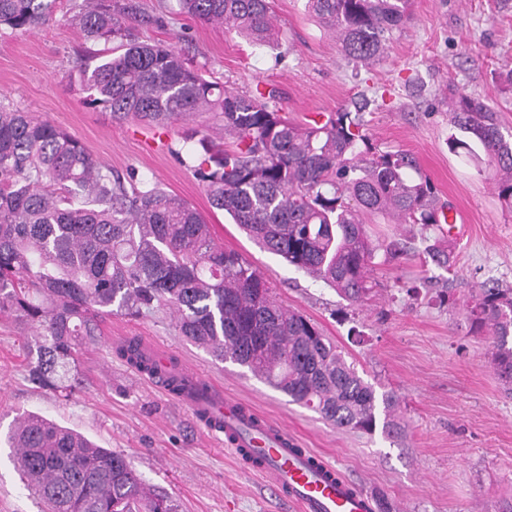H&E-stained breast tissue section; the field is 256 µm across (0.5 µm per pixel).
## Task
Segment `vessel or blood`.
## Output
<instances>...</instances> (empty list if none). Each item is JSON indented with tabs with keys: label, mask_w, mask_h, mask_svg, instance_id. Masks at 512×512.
I'll use <instances>...</instances> for the list:
<instances>
[{
	"label": "vessel or blood",
	"mask_w": 512,
	"mask_h": 512,
	"mask_svg": "<svg viewBox=\"0 0 512 512\" xmlns=\"http://www.w3.org/2000/svg\"><path fill=\"white\" fill-rule=\"evenodd\" d=\"M153 380L165 395L188 406L205 430L223 436L237 457H250V469L269 477L274 493L300 512H372L371 497L334 466L188 366L178 365Z\"/></svg>",
	"instance_id": "1"
}]
</instances>
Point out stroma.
<instances>
[{"label":"stroma","mask_w":512,"mask_h":512,"mask_svg":"<svg viewBox=\"0 0 512 512\" xmlns=\"http://www.w3.org/2000/svg\"><path fill=\"white\" fill-rule=\"evenodd\" d=\"M81 0H59L58 19L31 33L0 36V96L64 129L120 176L162 184L195 208L214 239L242 253L284 306L315 321L377 392L399 398L401 433L339 429L290 402L247 368L218 361L180 336L170 311L104 318L96 343L78 347L79 385L69 398L27 378L35 338L0 315V512H42L13 462L5 435L25 413L48 417L105 448L122 451L143 481L179 512H298L266 478L203 430L187 407L141 378L115 354L127 336H148L224 387L243 405L288 427L302 447L335 466L392 512H494L512 501V394L489 359L487 337L470 334L465 311L489 283L512 288V209L488 172L448 147V105L458 94L494 106L512 134V0H412L379 64L355 69L306 0H272L277 38L250 44L236 32L180 14L175 0H138L152 15L135 33L168 42L205 65L212 80L248 93L272 85L281 115L303 124L368 98L366 133L379 150L413 156L458 213L453 271L428 258L438 229L379 219L371 234L401 242L405 253L379 262L371 293L349 303L325 283L260 249L211 207L190 164L188 125L160 128L116 120L69 84L70 61L90 48L63 21Z\"/></svg>","instance_id":"obj_1"}]
</instances>
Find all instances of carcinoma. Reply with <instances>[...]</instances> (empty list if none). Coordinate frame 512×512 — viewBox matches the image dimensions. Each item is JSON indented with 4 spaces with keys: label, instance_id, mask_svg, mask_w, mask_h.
Wrapping results in <instances>:
<instances>
[{
    "label": "carcinoma",
    "instance_id": "cac0c4a2",
    "mask_svg": "<svg viewBox=\"0 0 512 512\" xmlns=\"http://www.w3.org/2000/svg\"><path fill=\"white\" fill-rule=\"evenodd\" d=\"M57 0H0V32H30L54 17ZM320 24L355 63L382 59L411 0H307ZM193 19L233 30L258 46L275 40L269 0H176ZM135 3L83 0L72 21L92 42L119 52L78 56L70 78L85 100L164 126L216 113L235 148L195 131L193 170L211 206L250 239L351 302L370 292L378 251L396 241L372 238L366 219L441 223L440 197L413 157L376 150L364 130L369 101L326 121L300 125L271 106L273 87L250 95L209 80L200 65L167 43L134 35ZM462 137L448 138L476 164L496 172L498 196L512 208V138L494 107L460 95L449 104ZM166 307L180 335L230 360L318 412L339 428L398 429L393 392L376 394L321 328L283 308L262 274L215 242L211 226L159 185L127 189L112 169L65 130L0 101V314L40 328L29 379L68 397L78 380L76 347L98 336L103 318L139 317ZM470 331L492 338V367L512 384V288L482 286L468 305ZM131 365L155 372L131 341L118 349ZM8 441L21 477L44 512H177L147 487L121 451L36 414L17 419Z\"/></svg>",
    "mask_w": 512,
    "mask_h": 512
}]
</instances>
